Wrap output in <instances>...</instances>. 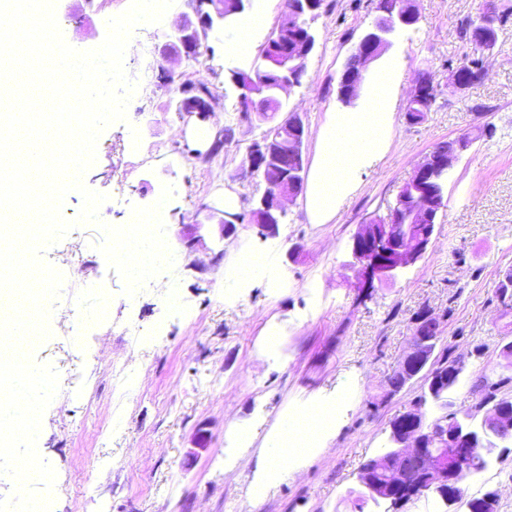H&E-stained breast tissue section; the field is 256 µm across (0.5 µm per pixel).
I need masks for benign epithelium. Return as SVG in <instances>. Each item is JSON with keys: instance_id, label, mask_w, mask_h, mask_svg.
<instances>
[{"instance_id": "1", "label": "benign epithelium", "mask_w": 512, "mask_h": 512, "mask_svg": "<svg viewBox=\"0 0 512 512\" xmlns=\"http://www.w3.org/2000/svg\"><path fill=\"white\" fill-rule=\"evenodd\" d=\"M252 0H234L232 6L224 0H187L189 12L183 14L178 26V37L167 42L164 48L175 57L196 58L208 50L205 39L209 32L234 25V17L245 13ZM313 0H295L289 9L287 26L296 30L297 42L279 49L282 60L288 63V73L277 86L278 97L287 103L288 93L294 86L292 72L305 68L315 46V37L306 11ZM418 16L410 8L397 12L380 9L371 28L360 38L352 51L339 80L341 101H357L364 92L370 66L390 45L389 36L396 30L416 24ZM215 98L207 86L195 95H184L179 111L205 121L213 111ZM295 127L289 138L292 149L284 154L276 147L273 138L253 141L246 150L245 163L253 174L263 177L267 189L254 209L262 231L272 233L286 212V204L293 201L302 190L304 159L303 142L305 124L300 113L293 110L279 124L285 133ZM448 156L430 153L418 164L407 182L412 193L414 216L421 223L435 225L444 209V190L448 173L460 153ZM405 205L396 199L385 220L372 219L359 226L350 245L348 265L365 280L389 282L402 270L414 265L426 253L432 235L418 234L414 225L403 223ZM433 341L427 330L414 327L410 347L400 370L409 371L412 377L422 376L423 397L413 399L399 421L390 427L392 447L380 451L369 465L359 471L358 482L364 498L388 507H404L418 499L412 491L406 466L414 464L424 473L430 489L442 503L450 508L467 485L468 478L476 473L460 465L470 452H479L487 467L500 458L501 451L512 444V405L506 403L489 412L461 411L455 408L451 394L465 378L466 363L456 362L449 368L437 367L425 352Z\"/></svg>"}]
</instances>
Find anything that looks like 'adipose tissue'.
Segmentation results:
<instances>
[{
  "mask_svg": "<svg viewBox=\"0 0 512 512\" xmlns=\"http://www.w3.org/2000/svg\"><path fill=\"white\" fill-rule=\"evenodd\" d=\"M394 70L375 83L368 105L358 112L331 114L319 137L318 161L307 192L313 223L331 219L357 186L356 178L387 144L392 122Z\"/></svg>",
  "mask_w": 512,
  "mask_h": 512,
  "instance_id": "ef3b65f1",
  "label": "adipose tissue"
}]
</instances>
